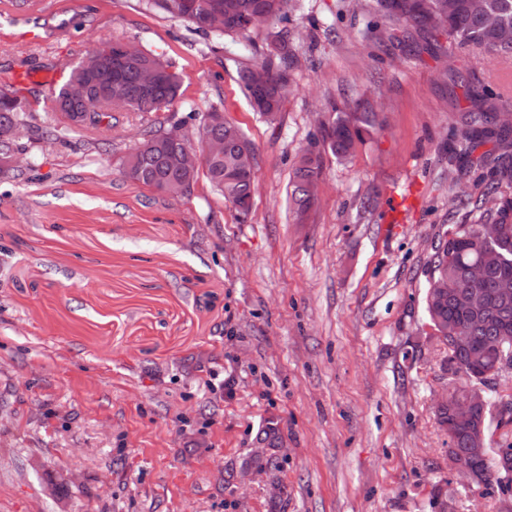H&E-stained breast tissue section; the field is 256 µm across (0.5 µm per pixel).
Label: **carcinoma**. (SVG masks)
Listing matches in <instances>:
<instances>
[{"instance_id":"carcinoma-1","label":"carcinoma","mask_w":512,"mask_h":512,"mask_svg":"<svg viewBox=\"0 0 512 512\" xmlns=\"http://www.w3.org/2000/svg\"><path fill=\"white\" fill-rule=\"evenodd\" d=\"M258 0H197L193 11L182 8V0H145L149 9H157L172 19L194 26L205 36L220 39L244 37L260 26H273L268 33L266 49L260 59L239 70V81L256 111L261 115L277 114L292 89L293 72L299 58L293 47L289 0H271L270 10L253 20ZM377 12L405 30L443 31L458 46L470 47L489 54L512 58V0H376ZM164 67L147 53L140 61L112 71L119 79L114 92L130 112H158L172 105L179 95L180 83L170 74L167 83L150 90L143 86V65ZM100 80L78 61L69 78L53 98L52 115L45 134L54 137L74 129H94L112 125V114L87 111L88 100L95 98ZM30 104L9 86L0 87V141L3 149L22 150L21 140L30 128ZM382 126L372 112H347L331 109L328 121L321 123L319 137L299 156L291 181L290 193L294 221L304 224L314 207L316 188L321 177L324 155L339 161L348 159L357 144L378 134ZM190 127L177 123L168 129L148 130L124 162L123 175L134 183L154 189L167 181L186 184L191 193L199 175L206 176L224 199L231 202L238 214L248 216L255 192L254 150L238 127L223 122L212 129L215 138L224 140V156L207 160L204 171L180 170L170 166L169 159L181 151L188 141ZM461 150L469 156L470 166L490 167L494 181L487 184L474 210L479 212L477 223L501 225L498 237L485 240L476 233L475 225L462 222L454 236L439 239L430 259V280L425 295V310L434 336L448 335V324L464 327L474 337V346L453 352L448 368L468 376L493 368L502 353H512V345L500 349L494 345L496 336H512V296L500 299L497 285L512 275V200L504 197L499 185L512 183V112H497L493 121L484 113H469L468 121L458 131ZM494 149L476 159L475 148L486 142ZM485 263L483 277L473 280L469 267ZM474 288L486 292L491 309L485 314H471L464 307L467 294ZM438 421L448 433L449 447H468V434L455 429L448 420V410L438 414ZM512 424V411L492 414L486 411V435ZM459 460L477 471L486 486L495 484L505 490L512 478L504 479L499 464V449H490L484 457L459 456Z\"/></svg>"}]
</instances>
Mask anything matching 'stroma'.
<instances>
[{
    "label": "stroma",
    "instance_id": "obj_1",
    "mask_svg": "<svg viewBox=\"0 0 512 512\" xmlns=\"http://www.w3.org/2000/svg\"><path fill=\"white\" fill-rule=\"evenodd\" d=\"M300 65L276 122L238 80L251 58L142 0H0V86L33 112L31 167L0 177V512H499L448 464L437 400L453 377L425 312L429 261L470 217L451 132L482 89L512 112V60L448 37L378 40L375 0H290ZM120 38L181 80L173 106L42 133L55 87ZM384 129L324 159L293 223L296 156L330 107ZM219 106L256 154L240 218L206 178L185 197L127 181L145 130ZM417 205L388 233L392 192ZM222 384H207L210 373Z\"/></svg>",
    "mask_w": 512,
    "mask_h": 512
}]
</instances>
